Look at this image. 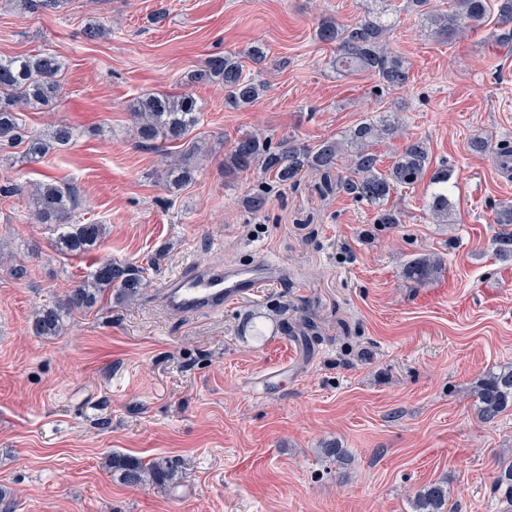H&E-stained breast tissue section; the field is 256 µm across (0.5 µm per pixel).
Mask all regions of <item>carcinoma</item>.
I'll return each mask as SVG.
<instances>
[{
    "mask_svg": "<svg viewBox=\"0 0 512 512\" xmlns=\"http://www.w3.org/2000/svg\"><path fill=\"white\" fill-rule=\"evenodd\" d=\"M16 6L31 13L57 12L66 0H14ZM451 9L431 15L434 33L453 40L467 28L476 27L490 14L489 0H451ZM497 21L504 39L512 40V0H496ZM388 30L380 17L367 18L354 25L340 23L334 17L323 18L316 28L319 41L336 45L334 66L348 74L369 72L378 78L380 86L397 89L410 77L407 61L389 53L384 47ZM62 62L51 53H37L25 57H0V146L25 144L31 157H44L55 145L63 146L72 140L73 129L58 124L44 132H32L20 122L21 107L47 106L56 98V77ZM196 79L216 80L224 84L225 100L235 107H246L258 101L265 86L246 74L243 65L233 55L214 56L206 60ZM202 107L191 94H149L134 103L132 115L138 139L152 143L158 139L169 143L187 142L200 122ZM399 121L364 122L350 134L353 154L350 167L354 178L342 180L337 188L355 199L384 205L396 184H413L425 174L429 154L423 143H409L397 157L391 173L380 172V159L373 144L395 135ZM345 151L339 140H325L312 148L282 142L273 147L265 138L246 134L239 137L233 148L224 156V173L260 168L262 177L246 205L255 212L263 209L270 192V183L286 185L304 167L331 172ZM198 153L192 144L185 155L172 164L168 174L176 181L191 179L190 158ZM452 171L436 170L431 178L432 210L440 218L448 213L450 201L448 184ZM33 217L41 224H56L64 232L62 247L74 255L93 249L104 234L102 224H79L74 221L78 208V189L72 184L44 182L32 197ZM494 223L500 226L495 237V252L502 260L512 258V204H500L494 214ZM438 262L430 257H420L408 263L409 278L425 282L438 271ZM145 270L130 263L106 260L96 266L64 298L53 305L36 309L32 315L35 335L52 338L62 334L65 319L75 310L89 309L105 293L111 292L117 302H131L146 285ZM477 410L485 422L496 419L512 408V365H503L488 371L474 387ZM106 470L120 482L138 487L150 482L166 485L178 480V470L166 460L152 459L145 462L125 454L112 453L105 461ZM497 487L504 490V498L512 506V464L502 468L496 478ZM448 491L440 484L422 487L414 496L415 512H446Z\"/></svg>",
    "mask_w": 512,
    "mask_h": 512,
    "instance_id": "1",
    "label": "carcinoma"
}]
</instances>
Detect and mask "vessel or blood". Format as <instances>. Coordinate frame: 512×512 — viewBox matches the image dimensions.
Returning <instances> with one entry per match:
<instances>
[{"instance_id": "vessel-or-blood-1", "label": "vessel or blood", "mask_w": 512, "mask_h": 512, "mask_svg": "<svg viewBox=\"0 0 512 512\" xmlns=\"http://www.w3.org/2000/svg\"><path fill=\"white\" fill-rule=\"evenodd\" d=\"M276 273L275 265L265 261L225 269L187 267L164 282L158 301L175 314H207L253 295Z\"/></svg>"}]
</instances>
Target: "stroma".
I'll return each instance as SVG.
<instances>
[{
	"label": "stroma",
	"mask_w": 512,
	"mask_h": 512,
	"mask_svg": "<svg viewBox=\"0 0 512 512\" xmlns=\"http://www.w3.org/2000/svg\"><path fill=\"white\" fill-rule=\"evenodd\" d=\"M450 7L428 0L426 11ZM373 11L410 63L402 88L337 72L335 45L315 37L322 16L353 24ZM426 11L407 0H68L28 13L0 0V56L63 63L52 108L24 110L26 127L75 130L39 159L0 147V485L13 512H414V493L434 483L456 512H507L494 477L512 462V409L481 421L473 390L512 364V262L493 244V207L512 202V183L491 162L512 142V44L497 42L493 16L439 39ZM101 20L107 33L88 39ZM254 46L264 64L248 57ZM215 54L266 82L257 103L233 108L222 85L193 81ZM156 92L204 106L193 135L205 152L181 186L164 160L182 146L140 143L129 110ZM392 118L403 134L376 143L381 170L423 141L431 168L453 171L447 222L431 214L425 177L394 188L385 207L400 221L383 224L380 207L327 188L350 177L343 165L327 178L302 169L259 213L243 203L258 170L224 172L245 134L312 147ZM475 137L487 152L471 150ZM49 180L78 186L80 223L105 225L91 252L62 253L57 225L33 218L30 195ZM428 255L440 273L408 279L407 263ZM261 258L280 280L221 312L179 316L154 299L185 266ZM107 259L144 268L148 287L127 304L103 295L61 336H36L35 309ZM114 452L173 461L179 479L123 485L105 469Z\"/></svg>",
	"instance_id": "1"
}]
</instances>
